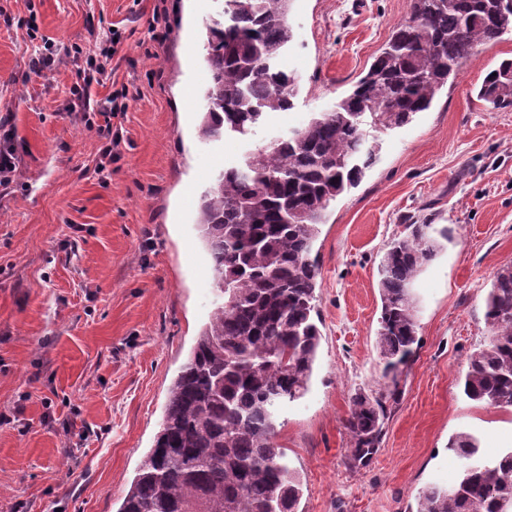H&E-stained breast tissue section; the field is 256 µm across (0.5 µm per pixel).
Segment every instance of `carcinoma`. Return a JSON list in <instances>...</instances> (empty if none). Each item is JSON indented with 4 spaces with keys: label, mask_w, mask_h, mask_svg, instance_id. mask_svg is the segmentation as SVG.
Wrapping results in <instances>:
<instances>
[{
    "label": "carcinoma",
    "mask_w": 512,
    "mask_h": 512,
    "mask_svg": "<svg viewBox=\"0 0 512 512\" xmlns=\"http://www.w3.org/2000/svg\"><path fill=\"white\" fill-rule=\"evenodd\" d=\"M225 7L224 21L206 28L204 140L251 131L268 113L291 109L300 90L295 75L274 65L293 37L291 0H225ZM509 31L512 0H412L410 17L332 109L217 171L196 223L223 302L172 382L154 448L117 512H299L303 485L276 443L277 414L307 392L321 342L312 257L320 225L379 152L366 128L411 122L468 58ZM477 98L512 108V59L488 73ZM441 238L449 239L448 227L415 220L378 266L377 346L388 392L352 398L344 421L351 470L381 446L387 401L399 395L396 371L418 343L411 286ZM485 317L491 338L469 355L463 390L512 410L511 264L495 277ZM448 451L463 463L455 492L429 484L408 512H512V448L484 459L477 440L458 432Z\"/></svg>",
    "instance_id": "carcinoma-1"
}]
</instances>
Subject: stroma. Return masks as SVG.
<instances>
[{
  "label": "stroma",
  "mask_w": 512,
  "mask_h": 512,
  "mask_svg": "<svg viewBox=\"0 0 512 512\" xmlns=\"http://www.w3.org/2000/svg\"><path fill=\"white\" fill-rule=\"evenodd\" d=\"M224 0H0V116L21 157L0 195V512H117L154 445L169 387L217 306L196 224L215 170L238 164L344 96L407 20L411 0H292L279 66L300 78L292 109L252 133L199 136L205 27ZM38 36L95 55L128 35L115 80L137 86L106 175L101 140L67 112L83 65L59 55L29 75ZM512 58V32L461 67L428 111L379 135L376 163L329 208L315 244L322 339L308 392L279 414L277 443L303 484L301 512H408L449 486V437L485 456L512 448V411L463 393L467 356L488 339L485 298L512 264V111L476 97ZM453 240L412 286L419 346L390 405L378 453L352 471L344 420L355 393L384 391L375 338L377 266L413 218Z\"/></svg>",
  "instance_id": "35a3bbf8"
}]
</instances>
